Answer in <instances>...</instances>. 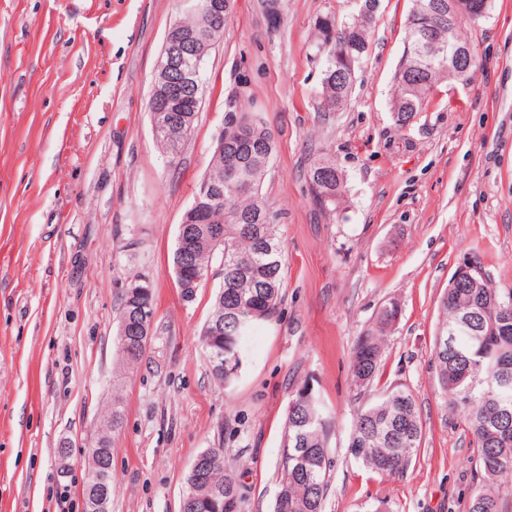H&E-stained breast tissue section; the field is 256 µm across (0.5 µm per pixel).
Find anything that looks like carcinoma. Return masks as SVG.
Returning <instances> with one entry per match:
<instances>
[{"instance_id":"carcinoma-1","label":"carcinoma","mask_w":512,"mask_h":512,"mask_svg":"<svg viewBox=\"0 0 512 512\" xmlns=\"http://www.w3.org/2000/svg\"><path fill=\"white\" fill-rule=\"evenodd\" d=\"M444 0H413L405 26V48L395 73L396 94L391 102L395 125L403 129L423 111L449 79L469 81L476 67L451 75L448 61L427 53L419 32L431 31L440 41L460 39L461 21L439 26L432 12ZM372 16L352 18L337 25L326 18L318 25L317 53L322 59V107L327 112L345 106L352 94L357 65L368 54ZM178 26L214 40L222 30L206 15L184 11ZM245 100L237 112L224 116V132L241 127L247 134L243 161L229 164L228 151H215L205 174L221 187L213 206L178 229L173 266L178 290L187 302L203 284L215 258H220L223 280L209 323L220 325L213 345L224 359H236L233 369H213L212 375L230 387L243 363L242 343L258 323L278 313L283 287L284 247L276 212L262 200L261 190L275 152V141L249 112ZM313 201L322 214H333L346 195V179L334 161L319 157L307 172ZM153 302L149 286L139 280L123 295L116 334L117 351L134 366L146 349L130 350L133 336L124 335L126 315L142 302ZM400 305L390 301L378 311L373 326L358 337L349 364L350 385L363 391L377 378L385 335L397 322ZM441 321L435 332L432 360L445 408L465 413L472 437L474 469L468 512H509L512 503V289L502 292L490 284L450 282L440 300ZM455 326L448 335V326ZM298 389L289 399L279 490L273 512H324L331 478L328 439L335 419L320 396ZM423 426L415 396L396 386L377 401L357 410L351 420L348 452L368 470L387 478L404 476L417 458ZM203 478L187 473L183 501L186 512H241L244 496L235 471L224 456L205 450Z\"/></svg>"}]
</instances>
